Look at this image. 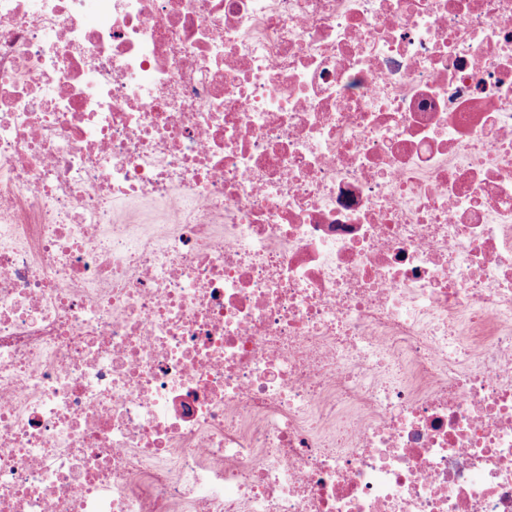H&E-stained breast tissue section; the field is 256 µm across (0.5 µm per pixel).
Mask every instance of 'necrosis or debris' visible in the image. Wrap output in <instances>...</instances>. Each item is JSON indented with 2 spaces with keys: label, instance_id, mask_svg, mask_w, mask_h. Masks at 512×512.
I'll list each match as a JSON object with an SVG mask.
<instances>
[{
  "label": "necrosis or debris",
  "instance_id": "1",
  "mask_svg": "<svg viewBox=\"0 0 512 512\" xmlns=\"http://www.w3.org/2000/svg\"><path fill=\"white\" fill-rule=\"evenodd\" d=\"M0 512H512V0H0ZM115 206L143 224H159L165 217V206L158 200L119 202Z\"/></svg>",
  "mask_w": 512,
  "mask_h": 512
}]
</instances>
